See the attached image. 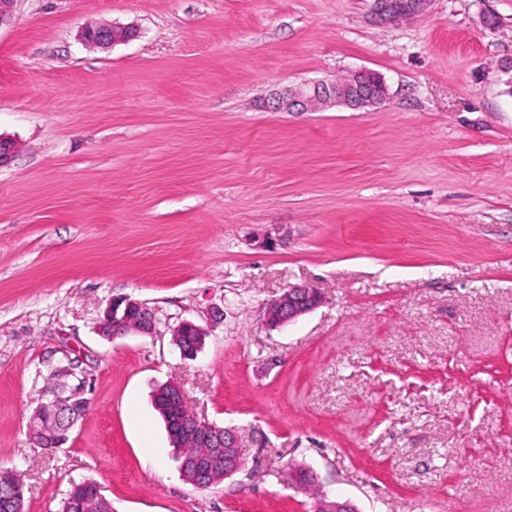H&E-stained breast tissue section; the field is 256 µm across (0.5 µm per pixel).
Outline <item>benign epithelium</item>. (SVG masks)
<instances>
[{
	"label": "benign epithelium",
	"mask_w": 512,
	"mask_h": 512,
	"mask_svg": "<svg viewBox=\"0 0 512 512\" xmlns=\"http://www.w3.org/2000/svg\"><path fill=\"white\" fill-rule=\"evenodd\" d=\"M431 0H372V18L382 25H393L399 21L422 15ZM136 37L129 27L109 25L88 26L83 30L82 39L90 47H109L127 42ZM389 92L387 84L379 74L368 70H356L349 75L334 80L320 79L297 86H284L274 91L267 99V107L278 112H310L319 106L336 105L353 111H363L384 103ZM321 301L317 289L308 286L288 288L279 298L268 305L265 320L271 326L287 324L314 309ZM105 317L112 323V338L153 334L155 316L145 303L131 297L112 300ZM73 375L71 368L59 371L63 380L61 391L50 397H42L30 418L31 438L40 433L42 408L53 404L58 412L59 428L51 439V447L61 448L68 440V432L74 427L83 407L88 404L84 397V381L72 385L68 377ZM187 444L206 442L214 448H224V473L231 476L244 464L241 455L240 436L233 428L221 429L216 425L194 419V423L181 430ZM214 458H187L179 465L180 474L186 469L199 471L213 468Z\"/></svg>",
	"instance_id": "1"
}]
</instances>
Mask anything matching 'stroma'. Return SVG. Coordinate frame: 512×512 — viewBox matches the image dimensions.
I'll return each mask as SVG.
<instances>
[{"label":"stroma","mask_w":512,"mask_h":512,"mask_svg":"<svg viewBox=\"0 0 512 512\" xmlns=\"http://www.w3.org/2000/svg\"><path fill=\"white\" fill-rule=\"evenodd\" d=\"M498 18L495 30L482 17ZM91 22L136 37L87 49ZM512 0H18L0 28V466L26 512L71 481L112 512H512ZM368 69V112H271L279 86ZM316 288L279 327L267 305ZM151 336L102 337L113 299ZM184 320L208 337L172 343ZM72 365L63 448L28 424ZM242 436V471L183 481L153 391ZM372 18L382 25H393L399 21L422 15L431 0H372ZM321 301L316 288L293 286L268 305L265 320L271 326H281L314 309ZM187 326L195 328L200 336H194L193 333L188 332L186 336H172V342L177 341L187 349L189 354L187 358H194L199 353L198 352L196 354L195 351H198V349L202 346L203 339L206 338L207 332L201 326L195 324L192 321H184L174 329L175 334H178L179 330L183 331V329Z\"/></svg>","instance_id":"stroma-1"}]
</instances>
